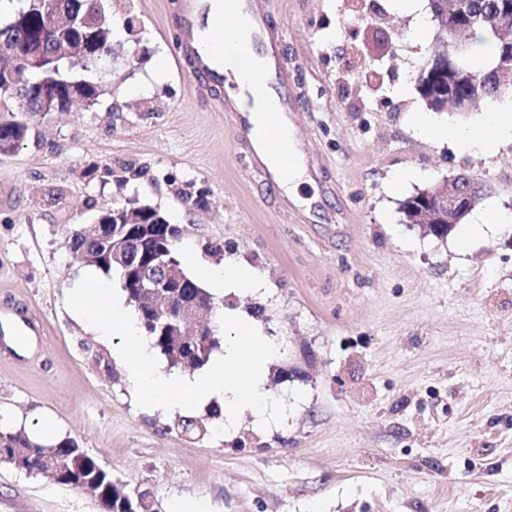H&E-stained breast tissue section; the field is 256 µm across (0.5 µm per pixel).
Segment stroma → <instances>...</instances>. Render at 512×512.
Here are the masks:
<instances>
[{"label":"stroma","mask_w":512,"mask_h":512,"mask_svg":"<svg viewBox=\"0 0 512 512\" xmlns=\"http://www.w3.org/2000/svg\"><path fill=\"white\" fill-rule=\"evenodd\" d=\"M112 21L97 103L29 115L30 138L0 157V310L44 325L30 350L0 354V426L75 439L148 493L151 512H512V223L464 246L471 218L438 238L400 210L464 171L485 189L476 211L512 213L511 141L468 153L413 129L435 22L414 34L399 0H269L297 97V192L317 198L316 217L247 177L223 113L173 62L174 0H112ZM128 162L137 172L121 185L84 175ZM133 201L181 228L188 275L233 256L261 276L260 292L215 302L277 347L265 394L294 403L284 424L247 414L221 435L207 403L191 412L207 433L186 436L179 414L137 405L121 337L67 308L89 271L66 245L70 225ZM0 512L101 507L0 462Z\"/></svg>","instance_id":"35a3bbf8"}]
</instances>
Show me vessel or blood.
I'll use <instances>...</instances> for the list:
<instances>
[{
    "label": "vessel or blood",
    "instance_id": "1",
    "mask_svg": "<svg viewBox=\"0 0 512 512\" xmlns=\"http://www.w3.org/2000/svg\"><path fill=\"white\" fill-rule=\"evenodd\" d=\"M181 46L195 58L196 85L224 83L225 48L235 51L242 83L214 101L226 113L234 140L251 144L255 162L266 177L289 171L299 160L293 136L270 137L291 111L288 67L278 57L277 42L267 31L262 0H180ZM15 349H26L35 330L31 317L6 313Z\"/></svg>",
    "mask_w": 512,
    "mask_h": 512
}]
</instances>
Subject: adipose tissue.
Masks as SVG:
<instances>
[{"label": "adipose tissue", "instance_id": "ef3b65f1", "mask_svg": "<svg viewBox=\"0 0 512 512\" xmlns=\"http://www.w3.org/2000/svg\"><path fill=\"white\" fill-rule=\"evenodd\" d=\"M415 129L422 135H440L464 150H476L484 153L493 152L500 140H512V114L489 110L483 112L477 126L436 128L429 115L415 113L413 118ZM200 277L213 289L222 291L256 292L262 289L263 282L254 270L235 258H226L218 267H203L199 270Z\"/></svg>", "mask_w": 512, "mask_h": 512}]
</instances>
